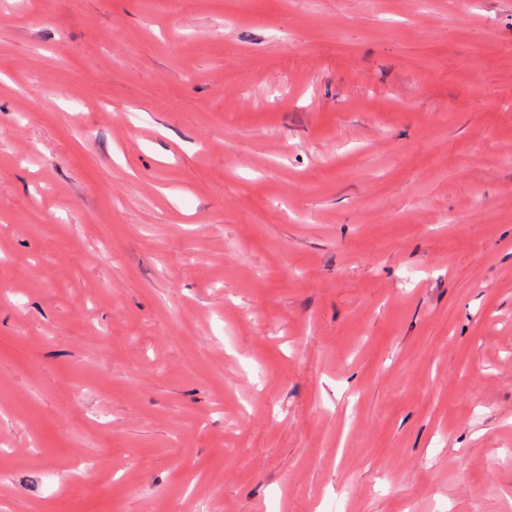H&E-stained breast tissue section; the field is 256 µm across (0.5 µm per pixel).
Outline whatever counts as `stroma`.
I'll use <instances>...</instances> for the list:
<instances>
[{"instance_id": "stroma-1", "label": "stroma", "mask_w": 512, "mask_h": 512, "mask_svg": "<svg viewBox=\"0 0 512 512\" xmlns=\"http://www.w3.org/2000/svg\"><path fill=\"white\" fill-rule=\"evenodd\" d=\"M0 512H512V0H0Z\"/></svg>"}]
</instances>
